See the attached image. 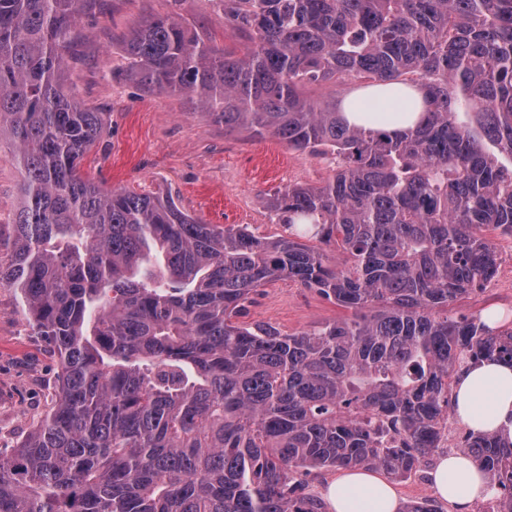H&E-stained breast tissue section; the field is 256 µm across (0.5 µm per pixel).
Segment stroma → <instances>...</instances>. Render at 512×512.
I'll return each instance as SVG.
<instances>
[{
  "mask_svg": "<svg viewBox=\"0 0 512 512\" xmlns=\"http://www.w3.org/2000/svg\"><path fill=\"white\" fill-rule=\"evenodd\" d=\"M98 25L68 59V82L89 107L107 115V131L91 148L84 167L103 188H127L172 197L205 224L244 225L256 236L285 234L273 223L271 195L290 185H321L332 174L331 156L295 151L276 138L225 132L194 100L171 92L139 89L112 79L124 68L123 34L155 13L176 9L201 35L231 43L224 15L212 0H101ZM22 175L8 146H0V224L12 221ZM499 252L496 276L459 298L458 316L491 306L512 312V237L492 233ZM343 310L298 283L280 279L252 295L244 323L270 324L297 334L336 320ZM57 359L46 352L13 290L0 289V456H10L55 399Z\"/></svg>",
  "mask_w": 512,
  "mask_h": 512,
  "instance_id": "35a3bbf8",
  "label": "stroma"
}]
</instances>
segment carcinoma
Here are the masks:
<instances>
[{"instance_id": "cac0c4a2", "label": "carcinoma", "mask_w": 512, "mask_h": 512, "mask_svg": "<svg viewBox=\"0 0 512 512\" xmlns=\"http://www.w3.org/2000/svg\"><path fill=\"white\" fill-rule=\"evenodd\" d=\"M97 2L0 0V141L22 173L0 288L58 360L52 407L0 458V512H327L299 470L416 471L463 365L512 364V327L450 309L497 274L487 231L512 236V164L481 143L512 158V0H212L240 45L173 12L125 34L144 90L334 156L323 184L273 194L289 234L264 239L83 169L105 113L66 91V54ZM384 82L424 93L412 126L366 128L303 95ZM280 277L350 315L297 335L239 324ZM463 452L491 512H512V440L470 430Z\"/></svg>"}]
</instances>
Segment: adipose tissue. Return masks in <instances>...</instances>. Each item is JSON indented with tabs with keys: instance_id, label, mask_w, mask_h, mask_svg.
Here are the masks:
<instances>
[{
	"instance_id": "obj_1",
	"label": "adipose tissue",
	"mask_w": 512,
	"mask_h": 512,
	"mask_svg": "<svg viewBox=\"0 0 512 512\" xmlns=\"http://www.w3.org/2000/svg\"><path fill=\"white\" fill-rule=\"evenodd\" d=\"M457 416L472 430L512 438V365L483 361L467 367L453 393ZM431 486L456 512H470L486 495L477 463L460 452L441 456L430 473ZM330 512H397L398 497L391 484L377 475L345 470L325 490Z\"/></svg>"
}]
</instances>
